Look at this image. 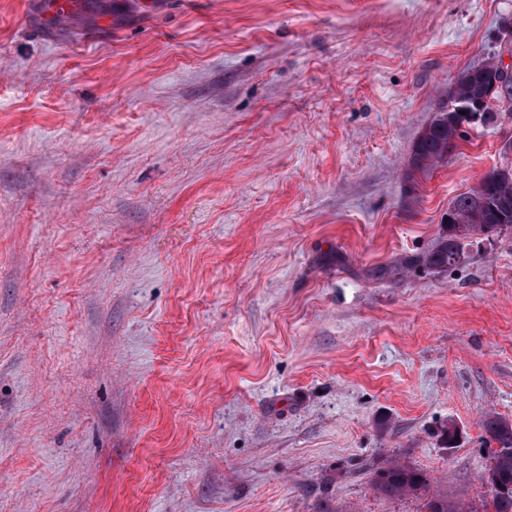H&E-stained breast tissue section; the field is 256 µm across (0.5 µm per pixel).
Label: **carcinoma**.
<instances>
[{"mask_svg": "<svg viewBox=\"0 0 512 512\" xmlns=\"http://www.w3.org/2000/svg\"><path fill=\"white\" fill-rule=\"evenodd\" d=\"M492 69L491 63L482 69L467 68L448 84L435 118L413 144L414 172L429 171L457 147L461 138L460 111L481 106L480 123L486 126L494 123L500 113L512 112V75L501 76L493 84L489 80ZM448 215L454 220L448 225V237L425 257L426 264L434 269L444 270L459 264L463 259L462 241L472 237L474 229L485 234L512 227V165L496 166L484 173L476 187L454 199ZM483 428L490 444L486 449L490 465L482 477L487 488L483 508L485 512H512V422L489 416ZM371 485L380 495L395 498L425 489L428 477L388 457L372 464ZM428 510L475 512L446 497L431 499Z\"/></svg>", "mask_w": 512, "mask_h": 512, "instance_id": "cac0c4a2", "label": "carcinoma"}]
</instances>
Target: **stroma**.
I'll use <instances>...</instances> for the list:
<instances>
[{
	"label": "stroma",
	"mask_w": 512,
	"mask_h": 512,
	"mask_svg": "<svg viewBox=\"0 0 512 512\" xmlns=\"http://www.w3.org/2000/svg\"><path fill=\"white\" fill-rule=\"evenodd\" d=\"M507 16L0 0V512H480L512 228L423 259L512 113L410 163ZM380 455L427 492L376 494Z\"/></svg>",
	"instance_id": "1"
}]
</instances>
